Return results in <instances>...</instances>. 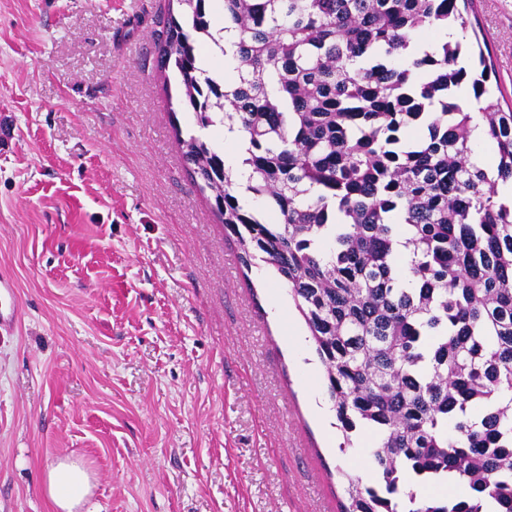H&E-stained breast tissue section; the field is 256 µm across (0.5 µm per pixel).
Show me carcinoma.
<instances>
[{"label":"carcinoma","mask_w":512,"mask_h":512,"mask_svg":"<svg viewBox=\"0 0 512 512\" xmlns=\"http://www.w3.org/2000/svg\"><path fill=\"white\" fill-rule=\"evenodd\" d=\"M158 65L199 129L245 133L248 207L224 154L176 130L192 182L209 191L241 266H272L325 369L344 444L369 430L376 483L347 476L341 512H512V103L477 42L479 111L459 47L410 52L427 29L472 25L474 0H177ZM238 64L216 81L207 46ZM480 120L495 162H472ZM410 249L407 268L398 247ZM455 474L471 495L417 500L406 475Z\"/></svg>","instance_id":"carcinoma-1"}]
</instances>
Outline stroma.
Listing matches in <instances>:
<instances>
[{
	"label": "stroma",
	"instance_id": "1",
	"mask_svg": "<svg viewBox=\"0 0 512 512\" xmlns=\"http://www.w3.org/2000/svg\"><path fill=\"white\" fill-rule=\"evenodd\" d=\"M167 0H0V512H54L46 465L83 462L89 512H339L370 437L343 436L305 322L244 269L157 69ZM512 98V0H477ZM19 319L14 280L6 272H0V332L13 330Z\"/></svg>",
	"mask_w": 512,
	"mask_h": 512
}]
</instances>
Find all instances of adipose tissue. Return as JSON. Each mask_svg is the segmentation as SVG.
Listing matches in <instances>:
<instances>
[{
    "label": "adipose tissue",
    "mask_w": 512,
    "mask_h": 512,
    "mask_svg": "<svg viewBox=\"0 0 512 512\" xmlns=\"http://www.w3.org/2000/svg\"><path fill=\"white\" fill-rule=\"evenodd\" d=\"M91 490L89 470L70 457L56 459L43 473L42 491L56 512H82Z\"/></svg>",
    "instance_id": "adipose-tissue-1"
}]
</instances>
